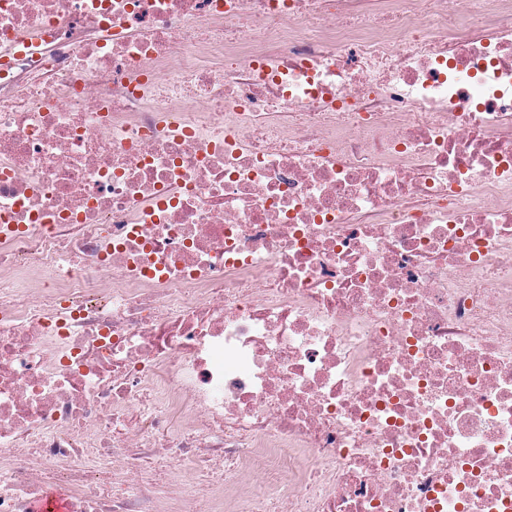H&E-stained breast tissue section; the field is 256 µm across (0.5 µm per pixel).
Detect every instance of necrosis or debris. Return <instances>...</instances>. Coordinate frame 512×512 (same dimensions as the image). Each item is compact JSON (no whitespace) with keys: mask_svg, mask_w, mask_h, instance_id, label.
<instances>
[{"mask_svg":"<svg viewBox=\"0 0 512 512\" xmlns=\"http://www.w3.org/2000/svg\"><path fill=\"white\" fill-rule=\"evenodd\" d=\"M512 512V0H0V512Z\"/></svg>","mask_w":512,"mask_h":512,"instance_id":"4bbe7bcc","label":"necrosis or debris"}]
</instances>
